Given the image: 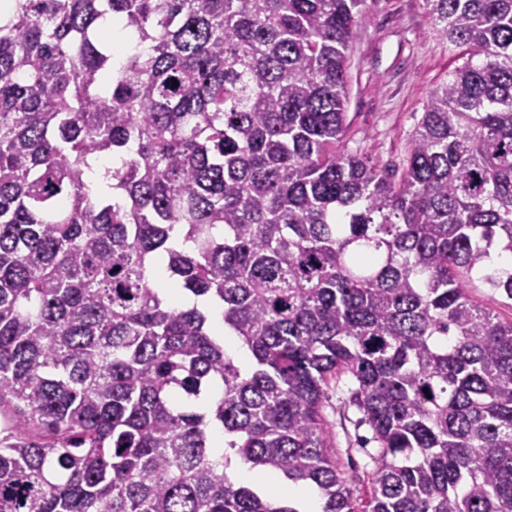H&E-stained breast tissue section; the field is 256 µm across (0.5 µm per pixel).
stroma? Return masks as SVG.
Instances as JSON below:
<instances>
[{"mask_svg":"<svg viewBox=\"0 0 512 512\" xmlns=\"http://www.w3.org/2000/svg\"><path fill=\"white\" fill-rule=\"evenodd\" d=\"M462 63L438 36L422 0H366L348 51V146L360 149L377 166L401 167L430 92ZM351 387L346 377L331 383L324 415L340 467L355 477L360 493L374 467L375 446L370 430L358 425V412L348 403Z\"/></svg>","mask_w":512,"mask_h":512,"instance_id":"1","label":"stroma"}]
</instances>
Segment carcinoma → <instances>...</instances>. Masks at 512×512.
Segmentation results:
<instances>
[{
  "instance_id": "obj_1",
  "label": "carcinoma",
  "mask_w": 512,
  "mask_h": 512,
  "mask_svg": "<svg viewBox=\"0 0 512 512\" xmlns=\"http://www.w3.org/2000/svg\"><path fill=\"white\" fill-rule=\"evenodd\" d=\"M7 2L0 512H305L238 466L320 512H512V318L474 294L512 300V0H423L467 60L398 174L343 146L365 0ZM353 387L347 377L332 382L327 390L324 415L334 435V448L340 468L348 475L356 477L353 488L358 494L364 493L366 474L374 468L370 454L374 453L377 445L374 442L364 445V439L370 438L371 432L366 426H357L356 421L360 414L348 403L350 389ZM362 445L364 448H361ZM282 484L283 485H288V483H285V482H282ZM282 484H279L280 486H278V485H269L267 483H261L260 485L269 493H272V494H282L287 500H288V497H289L290 500L302 503L304 505V508L307 509V510H311V511H318V510H320L319 499H318V497H317V495H316V493L314 491H312L311 489H309L306 486L290 485L289 486L290 488H293V489L294 488H300L304 492L303 493L301 490L296 489L293 492L295 494H301V495H291V494H288L287 492L283 491L282 488H288V486L287 487H282ZM313 505L317 506L316 510H312Z\"/></svg>"
}]
</instances>
